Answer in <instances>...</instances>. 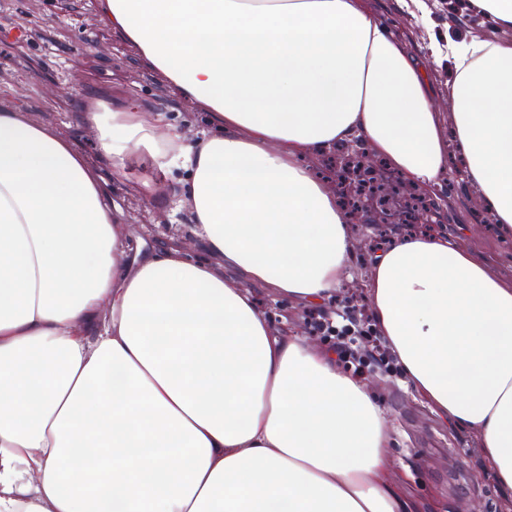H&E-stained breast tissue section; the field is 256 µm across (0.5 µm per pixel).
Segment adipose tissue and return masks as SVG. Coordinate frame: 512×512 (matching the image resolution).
<instances>
[{
  "label": "adipose tissue",
  "mask_w": 512,
  "mask_h": 512,
  "mask_svg": "<svg viewBox=\"0 0 512 512\" xmlns=\"http://www.w3.org/2000/svg\"><path fill=\"white\" fill-rule=\"evenodd\" d=\"M113 31L202 108L196 141L136 100L84 113L122 175L182 172L200 258L129 266L72 143L0 112V512H412L393 424L327 347L274 328L250 289L327 302L350 217L308 159L364 147L426 196L448 143L422 61L365 0H100ZM468 181L512 234V40H432ZM244 273L226 278L224 268ZM373 326L407 384L479 440L512 490V284L440 234L376 250Z\"/></svg>",
  "instance_id": "ef3b65f1"
}]
</instances>
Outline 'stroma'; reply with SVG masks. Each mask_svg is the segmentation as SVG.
Segmentation results:
<instances>
[{
  "label": "stroma",
  "instance_id": "obj_1",
  "mask_svg": "<svg viewBox=\"0 0 512 512\" xmlns=\"http://www.w3.org/2000/svg\"><path fill=\"white\" fill-rule=\"evenodd\" d=\"M434 28L401 7L399 0H370L376 14L394 25L409 49L424 58L435 93V106L444 123H451L448 82L452 72L427 56L430 36H444L448 15L460 0H425ZM22 28L30 37L23 44H0V112H20L32 121L59 129L84 153L100 179L104 200L124 224L132 248L149 255L174 238L197 255L203 242L189 238L186 211H175L169 195L146 206L141 196L153 169L131 163L122 178L95 149V133L82 121L96 99L115 102L136 97L142 107L163 113L167 126L196 140L208 128L207 114L171 95L168 80L140 59L136 48L105 23L99 0H0V30ZM447 193L440 203L437 231L456 239L489 271L512 284V238L489 223L475 189L463 168L449 170ZM252 291L275 326L307 335L306 305L278 297L262 285ZM368 381L378 393L396 431L389 456V473L415 512H470L480 502L483 512H512V493L500 490L472 434L453 428L431 411L407 385L371 373Z\"/></svg>",
  "mask_w": 512,
  "mask_h": 512
}]
</instances>
